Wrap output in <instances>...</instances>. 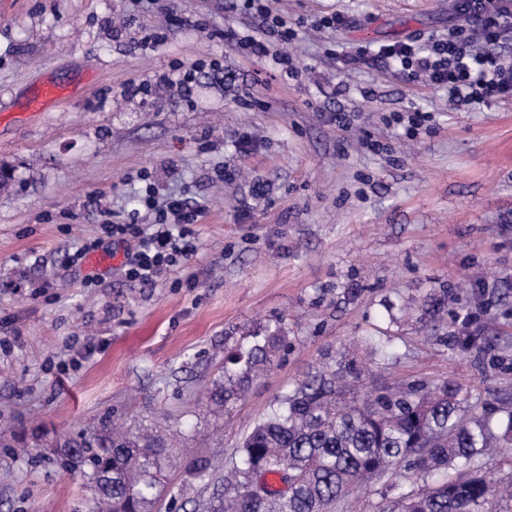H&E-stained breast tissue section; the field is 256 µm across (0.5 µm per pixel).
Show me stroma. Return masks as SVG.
Masks as SVG:
<instances>
[{
	"mask_svg": "<svg viewBox=\"0 0 512 512\" xmlns=\"http://www.w3.org/2000/svg\"><path fill=\"white\" fill-rule=\"evenodd\" d=\"M292 41L229 0H0V512H98L56 462L101 421L177 436L153 512H196L254 423L360 340L391 355L366 389L451 380L512 401V102L456 104L369 50L444 35L451 0H270ZM338 13L344 28H320ZM245 36L271 54H246ZM285 52L296 76L271 58ZM197 66L189 89L164 82ZM68 99L25 117L44 81ZM432 119L415 138L402 117ZM349 128L336 124L337 113ZM380 151H372V144ZM176 197L207 208L189 266L133 285L73 264L105 222L150 224ZM447 289L448 319H422ZM284 320L291 347L249 394L203 398L242 337Z\"/></svg>",
	"mask_w": 512,
	"mask_h": 512,
	"instance_id": "obj_1",
	"label": "stroma"
}]
</instances>
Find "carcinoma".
<instances>
[{"label": "carcinoma", "mask_w": 512, "mask_h": 512, "mask_svg": "<svg viewBox=\"0 0 512 512\" xmlns=\"http://www.w3.org/2000/svg\"><path fill=\"white\" fill-rule=\"evenodd\" d=\"M447 300L448 292H431L423 314L436 318ZM288 346L280 320L239 342L206 406L217 414L243 397ZM363 374L354 359L324 366L274 401L229 469L192 463L189 475L212 487L202 512H340L352 493L382 480L395 497L379 512H497L501 487L483 472L482 457L512 455V407L478 411L452 381L361 395ZM170 444L160 428L103 422L64 440L63 467L80 471L108 512H151Z\"/></svg>", "instance_id": "1"}]
</instances>
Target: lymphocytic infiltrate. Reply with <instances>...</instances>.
Here are the masks:
<instances>
[{
  "mask_svg": "<svg viewBox=\"0 0 512 512\" xmlns=\"http://www.w3.org/2000/svg\"><path fill=\"white\" fill-rule=\"evenodd\" d=\"M460 26L445 36H431L425 50L413 43L382 46L381 56L396 60L409 79L425 78L432 86H443L450 99L460 102L512 100V61L487 51L475 50V41L489 46L512 33V0H454ZM144 204L154 210L152 228L143 225L105 223L113 243L124 250L122 271L127 282L137 285L154 283L170 270L186 269L198 252L193 229L200 222L204 208L172 198L156 204L146 196Z\"/></svg>",
  "mask_w": 512,
  "mask_h": 512,
  "instance_id": "obj_1",
  "label": "lymphocytic infiltrate"
}]
</instances>
